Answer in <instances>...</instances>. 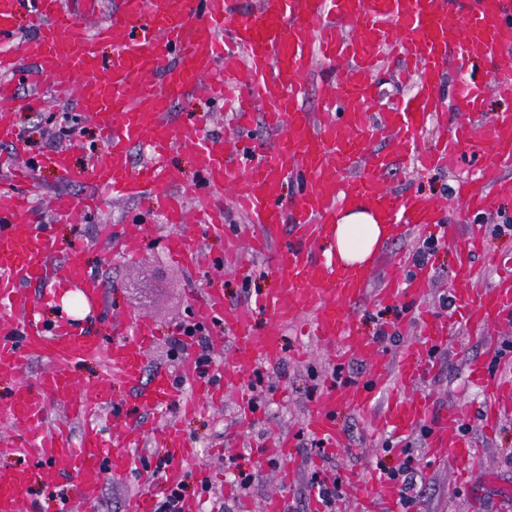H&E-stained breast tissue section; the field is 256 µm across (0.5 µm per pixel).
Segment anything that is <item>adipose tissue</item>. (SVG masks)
Segmentation results:
<instances>
[{"label": "adipose tissue", "mask_w": 512, "mask_h": 512, "mask_svg": "<svg viewBox=\"0 0 512 512\" xmlns=\"http://www.w3.org/2000/svg\"><path fill=\"white\" fill-rule=\"evenodd\" d=\"M391 236L390 227L366 204L344 210L327 239L326 254L337 265H368Z\"/></svg>", "instance_id": "1"}]
</instances>
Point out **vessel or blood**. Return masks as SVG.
<instances>
[{
  "label": "vessel or blood",
  "mask_w": 512,
  "mask_h": 512,
  "mask_svg": "<svg viewBox=\"0 0 512 512\" xmlns=\"http://www.w3.org/2000/svg\"><path fill=\"white\" fill-rule=\"evenodd\" d=\"M96 4L80 0L72 10L64 0H0V73L15 77L20 60L34 62L36 70L27 77L28 105L75 99L79 111L94 120L109 143L88 170L74 166L67 153H58L60 180L69 186L91 181L117 198L146 199L150 212L173 224L163 244L188 270L208 262L197 236L180 229L192 217L203 233L224 236L228 257L272 247L282 270L276 288L253 303L227 307L220 290L195 299L198 322L220 319L231 330L235 366L225 369L222 385L202 386L199 397L183 399L175 377H194V362L186 360L176 373L165 368L148 371L153 328L147 316L116 319L125 334L107 351L94 331L70 319L53 325L37 319L40 299L30 285L78 288L91 307L103 302L105 288L87 267L83 245L59 247L52 225L41 223L30 201L33 166L12 167L14 189L0 196V371L23 382L0 404V427L9 432L0 440V456L26 453L41 468L50 489L58 484L59 466L71 470L74 492L60 502L58 512H94L108 474L132 477L141 485L127 512H153L155 492L178 484L181 463L196 458L197 448L176 423H168L162 432L171 466L156 476L137 456L146 434L138 419L124 417L122 434L107 439L104 429L90 424L89 418L106 403L108 390L101 383L78 387L70 366L104 357L106 377L135 389L140 409L177 400L190 414L237 391L240 368L278 364L282 348L277 325L309 314L313 335L336 345L337 361L355 357L367 365L360 380L330 376L308 407L302 429L322 441L328 454L338 453L345 444L335 420L337 408L343 406L372 416L379 430L395 439L431 423L430 458L471 461L473 448L462 432L464 409L433 416L423 394L409 400L394 397L382 410L374 408L377 393L390 377L421 383L448 346L447 320L419 305L429 288L427 269L402 256L379 268L340 267L324 255L321 242L339 210L362 202L387 221L393 239L447 232L445 205L418 193L394 194L384 187V177L394 165L411 160L426 170L457 168L462 144L479 131L470 117L481 110L486 89L512 99L511 65L489 77L472 69L475 60L512 52V0H471L467 19L449 0H260L259 8L250 12L240 11L238 0H118L108 20L92 26L88 20ZM24 8L33 29L27 37L19 36L15 24ZM135 19L142 22L137 38L130 30ZM103 41L112 44L107 65L98 53ZM453 45L460 48L459 67L469 72L455 91V107L463 119L440 123L435 151L420 153L415 149L418 139L441 113L438 83ZM392 58L401 62L398 83H413L414 89L375 120L368 114L377 98L374 76ZM336 63L344 69L332 93L317 111L303 110L304 76L314 67ZM14 95L11 84L0 85V143L21 155L25 148L13 123ZM181 96L232 103V148H225L223 139L206 136L194 115L170 124L171 104ZM258 111L271 134L270 143L262 147L245 137ZM482 131L493 152L475 180L456 188L458 197L476 212L490 210L498 196L512 194V179L501 174L502 164L512 163V112L499 113ZM380 137L395 141V153L373 149ZM136 146L149 151L139 166L131 154ZM178 146L192 149L201 183H181L172 158ZM289 180L297 182L299 191L284 207L281 192ZM228 202L248 218L234 233L224 225ZM98 204L94 197L64 199L56 214L72 219ZM101 236L130 259L148 244L145 235L117 225L103 226ZM480 242L474 232L457 248L449 290L456 320L471 328L512 322V273L502 272L494 285L483 286L474 275ZM364 300L374 305L417 304L424 334L401 350L396 364H389L376 342L360 334L353 308ZM256 305L269 311L274 329L256 331ZM498 355L496 345H489L488 361L469 368L471 381L484 391L483 423L490 432L512 413V380L489 370V360ZM35 359L46 360L49 367L34 380H25ZM57 408L83 421L80 437L54 424ZM345 483L360 512H397L401 492L394 482L375 474H349ZM29 495L28 470L0 468V512H23Z\"/></svg>",
  "instance_id": "1"
}]
</instances>
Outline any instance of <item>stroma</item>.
Here are the masks:
<instances>
[{"label":"stroma","mask_w":512,"mask_h":512,"mask_svg":"<svg viewBox=\"0 0 512 512\" xmlns=\"http://www.w3.org/2000/svg\"><path fill=\"white\" fill-rule=\"evenodd\" d=\"M28 93L26 82H18L13 112L18 128L28 141L25 158L37 167L33 201L42 222L53 224L59 245L77 238L88 247L89 267L103 279L107 289L106 316L89 322L103 346H111L114 338L112 314H142L155 327V340L147 354L148 370L175 369L171 340L177 327L192 317L193 288L223 289L225 303L235 307L246 303L248 293L257 294L275 287L280 264L273 256L245 253L234 267L190 274L165 251L161 243L166 232L163 220L143 214L140 203L133 199L110 198L97 213L67 224L56 223V197L93 195L97 189L91 182L62 185L53 162L54 154L61 149L69 150L73 164L83 167L102 154L106 145L94 123L86 118L78 121L85 130L84 136L58 140L55 120L65 113L76 116L74 104L55 102L44 109H32L25 104ZM188 112L197 116L206 134L226 137L233 133L225 111L214 109L208 101L180 98L173 104L171 119L179 121ZM490 154L487 141L478 136L463 147L461 167L421 173L411 167L397 166L385 175V185L397 194L418 191L440 200L447 206V222L455 244L464 245L472 226L479 225L486 231V253L512 261V230L501 234L491 231L493 225L512 221V197L480 214L467 210L452 197L457 181L474 175ZM138 213L143 216L138 228L149 235L150 243L139 258L130 261L115 245L101 241L100 228L105 224L127 223L130 216ZM428 269L431 286L423 303L437 317L452 319V310L443 306L454 272L451 249L440 246ZM354 313L363 335L377 338L378 334H385L386 339L380 341L379 347L391 357L420 334L417 320L400 305L376 307L361 303L355 306ZM253 318L259 331L277 329L282 338L283 359L274 370L266 368L258 374L249 367L242 371V392L261 402L250 424H242L237 399L232 395L225 396L223 404L187 418L181 417L175 403L165 415L150 412L141 415L149 427L167 419H181L183 428L195 440L199 463L210 467L215 477L210 491L206 492L197 480L194 467L186 469L184 481L190 495L200 500L201 512H241L245 505L250 506L251 512H262L264 501L274 494L282 496L284 512H311L314 496L307 486L312 472L318 470L340 479L351 472L368 474L382 465L394 466L399 460L395 450L400 446L409 450L419 468L417 484L422 495L412 512H512V414L502 420L496 431L486 433L479 417L483 395L467 379L469 365L483 359L489 341L512 345L511 323L486 332L453 327L449 347L431 377L419 387L400 383L394 389L395 394L404 398L411 397L415 391H424L437 414L459 405L468 407L467 437L476 457L464 481H457L454 464L428 461L426 439L415 434L402 441L373 437L364 418L343 410L336 415V423L346 439L343 453L320 460L296 452L292 460L296 476L284 487L279 482V461L261 456L260 450L275 436L299 433L309 401L332 373L331 352L302 336L298 326L274 327L265 311H255ZM240 467L258 475L246 496L234 489V474Z\"/></svg>","instance_id":"obj_1"}]
</instances>
